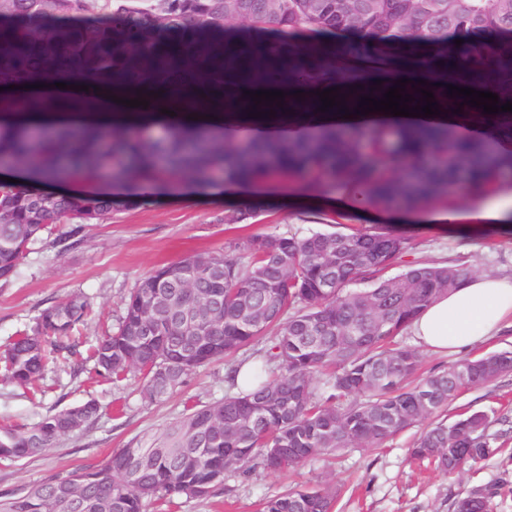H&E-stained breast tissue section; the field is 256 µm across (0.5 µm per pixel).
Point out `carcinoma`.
Instances as JSON below:
<instances>
[{
    "label": "carcinoma",
    "mask_w": 512,
    "mask_h": 512,
    "mask_svg": "<svg viewBox=\"0 0 512 512\" xmlns=\"http://www.w3.org/2000/svg\"><path fill=\"white\" fill-rule=\"evenodd\" d=\"M225 0H89L54 10L46 0H12L0 14V73L34 82L47 72L84 80H112L120 88L150 85L193 63L210 77L212 96L234 105L243 87L286 86L294 73L331 61L339 49L301 47L295 40L338 33L363 35L354 49L397 56L414 70L433 69L427 84L405 93L422 101L424 89L445 111L448 83L459 57L472 76L512 75V51L480 41L487 30L512 36V0H368L362 20L346 17L351 0H246L234 32ZM409 29L418 41L395 47L386 33ZM461 41L456 45L455 41ZM63 107L29 99L18 111L0 96V156L21 168L94 179L115 170L125 180L150 182L172 172L207 182L263 178L291 171L313 183L333 182L386 209L413 208L480 186L512 158L493 155L480 141L457 138L435 125L389 122L372 129L321 126L309 137L255 138L240 149L216 133L167 123L157 135L124 121L94 122L51 135L34 133L25 113ZM43 195L29 185L0 183V279L14 276L47 225L136 206L116 196L59 194L33 223ZM270 201L244 200L225 213L238 224L270 210ZM410 248L393 229L314 231L304 236H253L243 253L183 257L140 279L125 299L116 331L99 341L90 359L95 374L120 382L132 369L143 393L160 400L189 373L226 356L253 360L245 389L191 405L177 421L89 468L59 474L26 493L0 500V512H61L60 500L77 495L79 512H146L153 499L208 496L224 475H246L254 463L270 471L296 468L328 451L379 448L397 432L428 423L411 448L413 459L454 475L499 452L501 432L482 411L448 424L435 421L463 392L512 374V351L464 357L424 377L421 352L398 341L431 302L460 287L467 272L444 263L384 270ZM89 302L82 294L44 310L32 333L5 352L18 385H33L50 357L71 351L74 327ZM262 348H257V345ZM93 402L43 417L29 428H0V460L19 461L73 433L97 416ZM496 488L475 489L456 500V512H489ZM333 485L290 490L265 499L260 512H332Z\"/></svg>",
    "instance_id": "cac0c4a2"
}]
</instances>
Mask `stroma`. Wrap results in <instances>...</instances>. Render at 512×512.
I'll list each match as a JSON object with an SVG mask.
<instances>
[{"label":"stroma","mask_w":512,"mask_h":512,"mask_svg":"<svg viewBox=\"0 0 512 512\" xmlns=\"http://www.w3.org/2000/svg\"><path fill=\"white\" fill-rule=\"evenodd\" d=\"M400 74L385 60L356 52L346 53L333 65L319 62L312 72L317 83L330 76L341 81L357 76L388 84ZM447 125L456 131L490 126L496 132L490 140L493 149L500 152L512 145V112H451ZM318 191L329 199L350 198L351 205L331 209L317 199L280 202L243 223L228 224L224 214L229 204L221 198L203 203L149 199L80 227L66 218L49 225L29 246L16 274L0 280V352L17 336L31 332L45 309L72 293L85 294L91 310L73 332L75 355L50 365L35 388L15 385L0 366V427L30 426L48 414L91 400L99 411L81 430L52 447L15 463L0 462V495L20 494L57 474L99 464L176 421L188 405L223 398L225 361L196 369L183 386L152 401L140 392L138 371L128 372L118 383L96 377L90 349L114 331L124 299L137 281L161 265L189 255L222 253L256 235L303 234L331 225L341 232L374 227L373 216L380 213V206L350 197L347 189L333 184L321 185ZM74 228L79 231L77 245L61 249L58 239ZM400 231L409 237L411 247L393 260L388 275L415 263L445 262L476 275L512 280V223L458 230L407 224ZM463 410L483 411L493 419L512 416V374L465 391L449 404L446 416L454 418ZM421 431V426L409 427L384 447L346 448L281 472L258 465L248 476H225L223 493L153 502L147 512H257L263 499L327 482L339 490L337 512H453L455 499L491 484L498 494L490 512H512V433L505 439V455L446 476L430 464L411 461L409 450Z\"/></svg>","instance_id":"stroma-1"}]
</instances>
